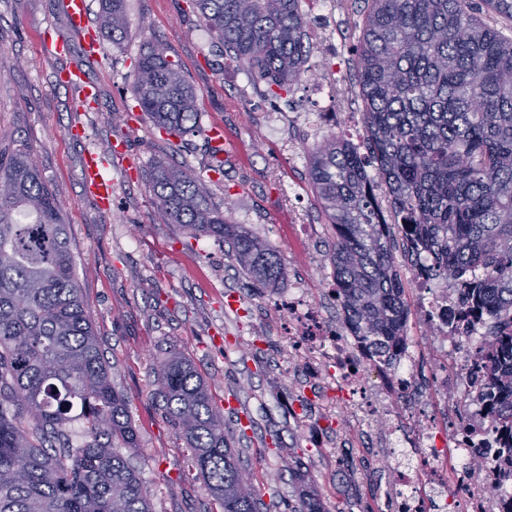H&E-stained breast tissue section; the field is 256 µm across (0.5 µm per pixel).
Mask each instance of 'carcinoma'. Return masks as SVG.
Here are the masks:
<instances>
[{"mask_svg":"<svg viewBox=\"0 0 512 512\" xmlns=\"http://www.w3.org/2000/svg\"><path fill=\"white\" fill-rule=\"evenodd\" d=\"M225 56L291 92L311 53L317 0H190ZM101 25L127 36L124 0H102ZM512 0H365L355 83L365 139L330 133L307 149L317 201L336 241L329 253L345 329L390 364L406 342L405 286L392 250L402 239L414 280L467 290L463 314L483 313L479 359L512 384ZM136 107L159 133L199 131L197 94L154 39L134 65ZM161 160L150 170L159 217L193 239L231 249L247 276L274 285L286 269L269 246L212 201L211 173ZM386 204H381L379 195ZM155 394L191 449L222 512H259L254 474L240 465L206 380L178 350L157 366ZM512 434V399L494 408ZM83 440L73 443L71 425ZM136 447L123 393L96 336L76 275L62 208L29 145L0 148V512H152L138 471L116 444Z\"/></svg>","mask_w":512,"mask_h":512,"instance_id":"1","label":"carcinoma"}]
</instances>
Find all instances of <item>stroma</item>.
Wrapping results in <instances>:
<instances>
[{"instance_id":"35a3bbf8","label":"stroma","mask_w":512,"mask_h":512,"mask_svg":"<svg viewBox=\"0 0 512 512\" xmlns=\"http://www.w3.org/2000/svg\"><path fill=\"white\" fill-rule=\"evenodd\" d=\"M363 6L331 0L309 10V28L327 29L334 45L315 47L290 98L274 99L265 96V83L225 58L188 0H125L126 38L117 46L102 38L100 61L84 63V79L99 99L96 111L82 112L76 88L56 80L58 71L84 62L82 41L72 39L62 57L40 45L46 27L67 29L61 0H0V140L29 144L63 206L112 384L129 401L137 433L131 459L154 512H221L154 396L157 365L174 348L192 361L217 403L236 405L224 423L256 477L260 512H296L305 493L327 512H394L392 466L376 453L386 431L347 417L331 373L300 374L299 359L288 353L298 333L287 310L295 289L328 326L343 325L330 293L333 231L316 202L306 149L330 132L363 138L349 122L362 109L353 84ZM155 38L198 94L201 130L175 145L145 118L112 119L134 109V64ZM214 123L224 127L227 153L211 196L230 201L233 222L275 252L287 270L277 286L241 273L227 245L189 238L157 215L150 165L161 158L207 169L203 130ZM75 126L83 136H71ZM117 142L124 154L114 153ZM90 152L109 161L116 201L108 212L84 191L81 170ZM229 294L240 299L236 309L224 305Z\"/></svg>"}]
</instances>
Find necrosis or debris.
Instances as JSON below:
<instances>
[{
    "mask_svg": "<svg viewBox=\"0 0 512 512\" xmlns=\"http://www.w3.org/2000/svg\"><path fill=\"white\" fill-rule=\"evenodd\" d=\"M460 302V293L450 286L427 284L419 289L415 315L433 324L430 341L440 361L449 360V352L464 353L452 362L451 372L436 374L432 386L424 388L410 348H403L391 364L375 365L355 337L323 323L303 295L288 301V315L299 326L296 356L312 369L323 361L331 363L350 416L366 425L379 420L389 428L386 454L395 463L396 512H512V480L501 483L493 495L485 489L488 476L479 474L463 484L452 476L460 462L503 453L485 401L469 396L458 419L442 421L435 412L436 402L457 406L461 393L469 395L484 383V370L477 360L484 322L478 318L449 322V309ZM406 414L419 420L408 434L402 430Z\"/></svg>",
    "mask_w": 512,
    "mask_h": 512,
    "instance_id": "obj_1",
    "label": "necrosis or debris"
}]
</instances>
